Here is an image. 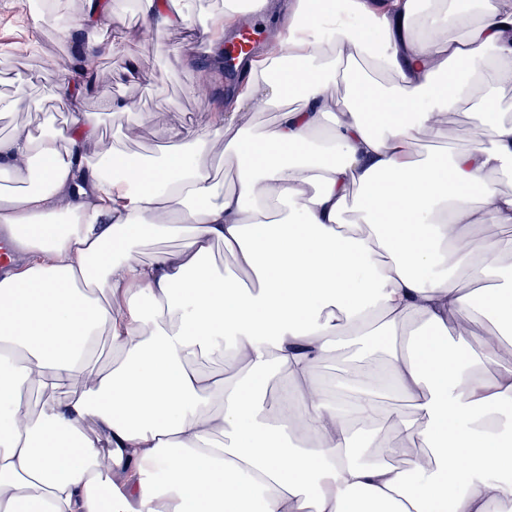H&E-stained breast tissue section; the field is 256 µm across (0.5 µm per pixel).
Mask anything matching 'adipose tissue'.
Wrapping results in <instances>:
<instances>
[{
	"label": "adipose tissue",
	"instance_id": "adipose-tissue-1",
	"mask_svg": "<svg viewBox=\"0 0 512 512\" xmlns=\"http://www.w3.org/2000/svg\"><path fill=\"white\" fill-rule=\"evenodd\" d=\"M157 28L221 47L269 0H133ZM284 20L237 93L207 123L172 130L155 164L93 115L67 133L20 128L0 141V234L19 257L0 272V512H512V363L468 347L465 309L512 331V278L477 225L512 226V0H286ZM110 0L69 20L39 13L75 63L53 58L51 93L77 106L104 91ZM458 38H449V31ZM343 83L345 92L333 87ZM475 103L482 138L419 158L449 114ZM277 115L255 124L258 109ZM222 157L228 184L209 158ZM156 245L144 254L147 242ZM232 258L225 273L215 247ZM490 281L473 304L459 273ZM452 341H444V334ZM114 354L96 364L100 339ZM380 369L407 411L388 417L429 456L403 469L378 451L383 392L317 386L330 351ZM228 352L236 380L195 366ZM291 382L294 408L267 399ZM306 439L289 440L294 422Z\"/></svg>",
	"mask_w": 512,
	"mask_h": 512
}]
</instances>
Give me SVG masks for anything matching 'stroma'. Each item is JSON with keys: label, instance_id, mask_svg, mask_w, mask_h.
I'll return each mask as SVG.
<instances>
[{"label": "stroma", "instance_id": "stroma-1", "mask_svg": "<svg viewBox=\"0 0 512 512\" xmlns=\"http://www.w3.org/2000/svg\"><path fill=\"white\" fill-rule=\"evenodd\" d=\"M113 7L123 18L124 37L107 31V38L117 41L116 51L102 57V66L113 72L112 85L105 94L86 95L79 109L98 117L106 135L119 138L126 122L125 116L110 113L106 98L131 97L138 101L145 116L141 139L128 145L135 157L154 162L161 161L171 129L190 124H202L208 119L214 98L226 89L227 83L214 78L210 94L199 95L193 90L198 67H209L210 58H199L197 66L187 65L179 52L186 36L182 30H158L136 13L126 0H114ZM40 42L42 50H54L49 30H36L28 16L15 10V0H0V45L6 54L0 55L1 71H18L32 80V109L28 112L0 114V138L9 137L21 125L37 127L51 122L56 128H65L74 109L69 103L51 98L50 85L54 74L40 66L39 53L30 51L32 42ZM136 59L140 72L128 69L129 59Z\"/></svg>", "mask_w": 512, "mask_h": 512}]
</instances>
